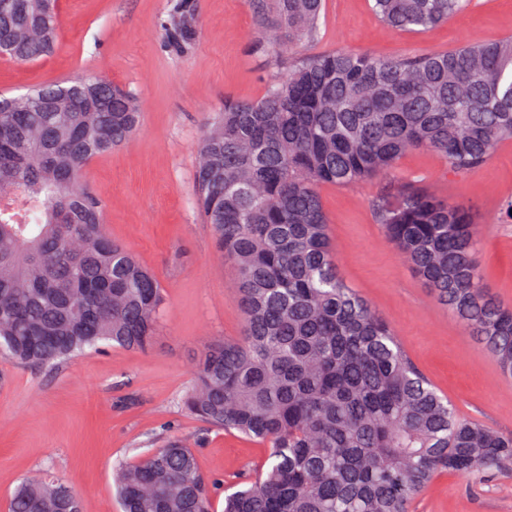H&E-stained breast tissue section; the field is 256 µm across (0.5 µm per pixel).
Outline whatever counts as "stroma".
Returning <instances> with one entry per match:
<instances>
[{
  "instance_id": "35a3bbf8",
  "label": "stroma",
  "mask_w": 512,
  "mask_h": 512,
  "mask_svg": "<svg viewBox=\"0 0 512 512\" xmlns=\"http://www.w3.org/2000/svg\"><path fill=\"white\" fill-rule=\"evenodd\" d=\"M170 0H58L55 52L33 63L0 58V94L21 96L73 76H101L129 90L142 112L135 136L94 159L84 180L104 223L164 289V312L145 351L92 350L63 366L0 357V512L23 481L50 475L78 495L83 512H120L115 463L178 438L200 472L234 485L261 465L264 448L186 413L185 392L205 347L237 338L244 315L233 262L219 256L195 196L199 144L225 102L262 96L271 69L252 50L245 0H197L199 33L188 53L167 48L160 21ZM512 37V0H478L470 11L413 33L383 25L369 0H325L313 48L384 57L447 51ZM432 187L468 207L479 226L476 260L486 294L512 306V141L483 166L455 174L443 158L406 153L390 174L320 188L337 273L394 328L420 371L471 421L512 434V380L403 261L377 224L371 201L387 178ZM412 512H512V472L492 478L438 474Z\"/></svg>"
}]
</instances>
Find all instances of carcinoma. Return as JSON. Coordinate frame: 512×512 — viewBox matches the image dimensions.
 <instances>
[{"label": "carcinoma", "instance_id": "obj_1", "mask_svg": "<svg viewBox=\"0 0 512 512\" xmlns=\"http://www.w3.org/2000/svg\"><path fill=\"white\" fill-rule=\"evenodd\" d=\"M0 0V56L30 63L55 47L56 0ZM258 52L276 66L318 40L324 0H246ZM471 0H371L392 29L420 32ZM169 50L189 52L194 0H171ZM134 96L83 76L0 96V356L69 362L103 345L146 350L163 288L103 224L79 187L95 157L138 130ZM512 140V40L386 58L368 50L304 53L263 95L229 101L201 139L196 201L218 250L235 262L240 339L210 345L184 398L188 413L266 450L224 512H409L440 472L512 470V435L459 416L391 326L336 273L322 185H350L433 152L454 173ZM376 222L414 272L482 337L512 378V307L485 297L472 211L393 181ZM122 512H214V483L174 439L115 465ZM76 493L53 477L21 485L9 512H62Z\"/></svg>", "mask_w": 512, "mask_h": 512}]
</instances>
